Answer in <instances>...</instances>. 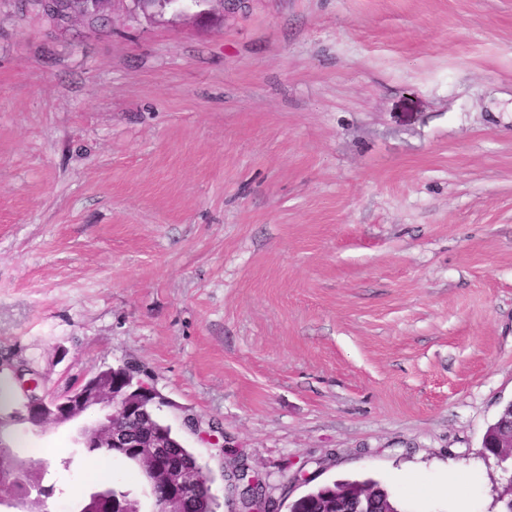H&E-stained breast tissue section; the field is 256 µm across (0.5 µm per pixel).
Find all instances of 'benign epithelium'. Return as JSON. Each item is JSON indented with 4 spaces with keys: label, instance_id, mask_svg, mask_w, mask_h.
<instances>
[{
    "label": "benign epithelium",
    "instance_id": "benign-epithelium-1",
    "mask_svg": "<svg viewBox=\"0 0 512 512\" xmlns=\"http://www.w3.org/2000/svg\"><path fill=\"white\" fill-rule=\"evenodd\" d=\"M85 0H44V6L57 17L67 22L86 21L93 23L102 16L104 7L112 0H91L96 8L85 13L77 4ZM220 12L199 10L193 17L202 25L221 23L229 16L245 10L250 0H217ZM14 379L19 381L24 400L17 411L11 415H0V452H10L12 448L3 442L4 435L11 426L21 420L33 427L42 429L48 425H60L78 420L84 421L78 429V438L82 445L91 442L103 443L109 448H129L133 446V437L126 423L139 422L143 435H149L153 428L152 420L142 414L143 395L152 397L158 408L167 404L165 398L141 378V370L135 364L126 363L117 368L108 367L89 379L80 387L60 399H50L40 391V381L21 378L24 372L22 362L12 367ZM147 454L153 458L155 484L165 488L162 494L154 495V512H180L181 501L191 495L202 477L185 480L181 477L182 468L178 465H164L168 445L158 439L141 444ZM10 480L21 483L26 496L16 503L17 512H33V509L46 501V486L38 481L34 469L21 457L14 456L10 471L0 465V482ZM261 480L249 469L239 475L237 495L240 501L252 504L245 512H281L268 498L265 488L259 486Z\"/></svg>",
    "mask_w": 512,
    "mask_h": 512
}]
</instances>
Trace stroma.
<instances>
[{
    "mask_svg": "<svg viewBox=\"0 0 512 512\" xmlns=\"http://www.w3.org/2000/svg\"><path fill=\"white\" fill-rule=\"evenodd\" d=\"M0 354L50 397L139 364L217 512L235 460L284 506L371 479L453 512L459 468L503 512L512 0H250L209 27L114 0L93 28L0 0ZM9 441L77 512L76 425Z\"/></svg>",
    "mask_w": 512,
    "mask_h": 512,
    "instance_id": "1",
    "label": "stroma"
}]
</instances>
